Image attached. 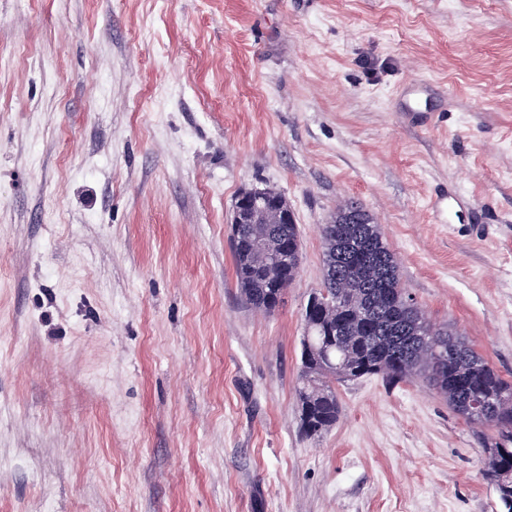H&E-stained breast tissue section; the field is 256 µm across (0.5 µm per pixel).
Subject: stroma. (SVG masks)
Instances as JSON below:
<instances>
[{"label": "stroma", "instance_id": "obj_1", "mask_svg": "<svg viewBox=\"0 0 512 512\" xmlns=\"http://www.w3.org/2000/svg\"><path fill=\"white\" fill-rule=\"evenodd\" d=\"M268 185L302 253L271 314L230 244ZM348 200L512 382V0H0V512H501L495 428L421 380L299 431Z\"/></svg>", "mask_w": 512, "mask_h": 512}]
</instances>
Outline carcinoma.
<instances>
[{
	"label": "carcinoma",
	"instance_id": "obj_1",
	"mask_svg": "<svg viewBox=\"0 0 512 512\" xmlns=\"http://www.w3.org/2000/svg\"><path fill=\"white\" fill-rule=\"evenodd\" d=\"M271 206L262 217L281 245L300 246L297 224H279L288 206L283 194L266 188ZM349 205L323 225V279L329 301L307 321L300 349L297 409L300 431L314 437L332 427L341 414L336 385L379 376L391 385L420 378L448 400L466 421L497 429L485 448V467L505 512H512V383L491 368L482 354L448 326L430 323L403 296L399 264L383 240L379 225ZM262 226L241 227L231 248L237 285L254 309L272 313L295 280L301 257H293L272 277L249 248Z\"/></svg>",
	"mask_w": 512,
	"mask_h": 512
}]
</instances>
